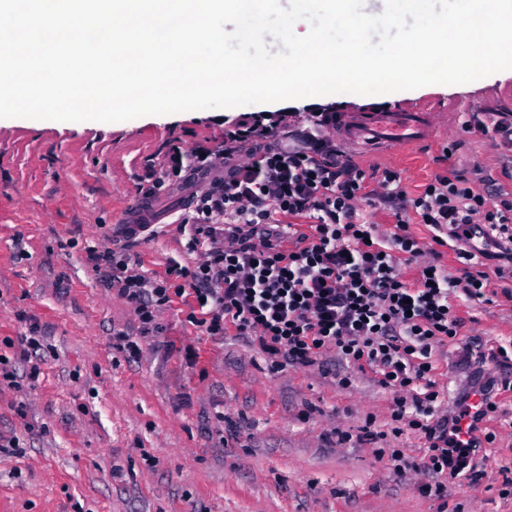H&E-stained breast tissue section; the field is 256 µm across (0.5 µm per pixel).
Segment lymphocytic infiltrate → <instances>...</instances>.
I'll use <instances>...</instances> for the list:
<instances>
[{
    "label": "lymphocytic infiltrate",
    "mask_w": 512,
    "mask_h": 512,
    "mask_svg": "<svg viewBox=\"0 0 512 512\" xmlns=\"http://www.w3.org/2000/svg\"><path fill=\"white\" fill-rule=\"evenodd\" d=\"M306 122L300 129L285 112L252 114L225 129L223 150H170L145 194L184 182L189 170L206 177L192 215L177 226L202 258L148 275L133 267L125 247H89L105 286L138 323V337L124 330L113 337L137 359L140 338L160 329V311L191 295L192 325L211 337L232 331L247 338L273 368L310 367L330 352L372 370L395 394L393 436L408 428L426 440L417 460L390 453L397 472L424 476L422 494L442 496L452 477L476 482L475 452L496 436L459 440V417L440 411L432 356L461 334L456 303L486 301L491 278H512V197L488 205L484 189L452 168L408 195L398 171L366 170L344 154L333 137L335 113L313 112ZM375 202L391 210L393 230L367 220ZM411 213L429 227L430 245L412 234ZM284 234L294 237L293 248L278 247ZM477 236L483 249L471 245ZM450 241L460 263L453 270L440 262L439 249ZM41 349L40 331L31 327L18 357L0 354V385L16 387L21 360L28 378L38 379Z\"/></svg>",
    "instance_id": "1"
}]
</instances>
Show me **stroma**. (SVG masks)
I'll return each mask as SVG.
<instances>
[{
    "mask_svg": "<svg viewBox=\"0 0 512 512\" xmlns=\"http://www.w3.org/2000/svg\"><path fill=\"white\" fill-rule=\"evenodd\" d=\"M327 106L342 115L434 113L445 135L352 155L361 167L400 172L409 194L449 165L512 193V142L494 132L512 122V70L384 98L339 93L248 110L300 122ZM242 111L112 123L0 118V343H20L33 322L45 336L38 380L0 388V434L22 448L0 452V512H512V389L498 391L497 417L479 425L496 435L475 455L483 479L449 481L436 498L419 493L423 475L397 474L382 457L389 448L420 456L425 440L411 430L391 438L394 394L372 373L338 364L327 373L273 370L248 342L188 323L185 298L161 310L163 331L144 339L139 360L114 346L113 332L136 333L137 323L103 285L89 247L119 243L120 223L149 176H161L170 148L223 145L226 123ZM468 122L486 133H462ZM202 185L197 177L154 199L162 234L128 246L141 270L195 262L174 226ZM490 289L492 302L459 307L464 335L434 352L444 411L487 379L512 381V367L478 358L512 344V282L495 278ZM187 346L195 361L185 359ZM366 427L377 439H361Z\"/></svg>",
    "mask_w": 512,
    "mask_h": 512,
    "instance_id": "1",
    "label": "stroma"
}]
</instances>
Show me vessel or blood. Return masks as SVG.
Returning <instances> with one entry per match:
<instances>
[{
	"label": "vessel or blood",
	"mask_w": 512,
	"mask_h": 512,
	"mask_svg": "<svg viewBox=\"0 0 512 512\" xmlns=\"http://www.w3.org/2000/svg\"><path fill=\"white\" fill-rule=\"evenodd\" d=\"M346 140L370 145L401 144L436 136L440 128L427 112H368L355 120L341 118L336 125Z\"/></svg>",
	"instance_id": "b4317fda"
}]
</instances>
